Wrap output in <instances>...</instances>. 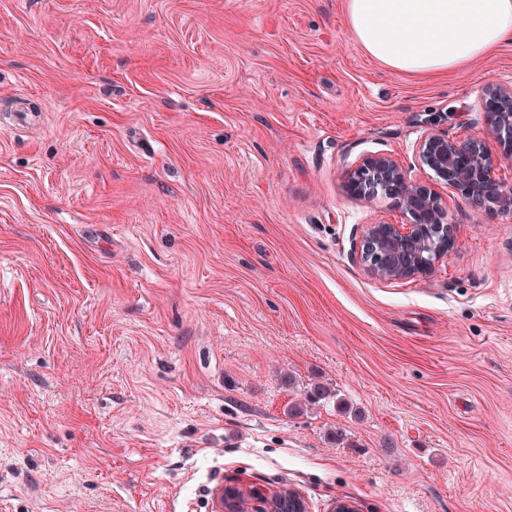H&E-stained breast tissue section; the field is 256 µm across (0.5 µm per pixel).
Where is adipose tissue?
I'll return each instance as SVG.
<instances>
[{
  "instance_id": "obj_1",
  "label": "adipose tissue",
  "mask_w": 512,
  "mask_h": 512,
  "mask_svg": "<svg viewBox=\"0 0 512 512\" xmlns=\"http://www.w3.org/2000/svg\"><path fill=\"white\" fill-rule=\"evenodd\" d=\"M358 49L399 75L457 73L512 43V0H344Z\"/></svg>"
}]
</instances>
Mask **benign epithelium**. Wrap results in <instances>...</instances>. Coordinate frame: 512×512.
<instances>
[{
    "label": "benign epithelium",
    "instance_id": "7a95c632",
    "mask_svg": "<svg viewBox=\"0 0 512 512\" xmlns=\"http://www.w3.org/2000/svg\"><path fill=\"white\" fill-rule=\"evenodd\" d=\"M482 107L500 146L492 156L486 142L478 137L453 138L442 132H428L418 146L422 167L442 183L460 192L475 207L487 211L512 212V186L495 177L500 166L512 169V85H489ZM347 192L359 199L383 195L396 200L410 217L409 224L378 222L364 226L353 258L378 281L429 278L456 243V227L448 220L441 197L408 174L403 164L387 154L363 156L345 176ZM288 495L303 499L296 490L251 488L246 492L224 489V512L236 504L244 512L249 500L260 503V512H271L270 501Z\"/></svg>",
    "mask_w": 512,
    "mask_h": 512
}]
</instances>
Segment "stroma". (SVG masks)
<instances>
[{"mask_svg": "<svg viewBox=\"0 0 512 512\" xmlns=\"http://www.w3.org/2000/svg\"><path fill=\"white\" fill-rule=\"evenodd\" d=\"M510 83L394 74L343 0H0V512H512V214L416 155ZM370 153L446 204L434 279L354 261L410 221L347 193ZM236 490V493H235ZM285 491L288 492V496L298 498L300 500L303 499V496L294 489H282V490H274L272 493L267 491L266 489L261 488H250L247 491V495L236 487H227L224 489V484H217L212 489V512H243L249 506V500H255L260 505L258 507L262 508L258 512H271L272 509L269 508L271 504V500L279 496L281 493L284 494ZM235 496L237 497L235 499ZM250 498V499H249ZM243 501V504H240L239 501ZM233 504L236 506V511H230L231 509L228 505ZM236 504V505H234Z\"/></svg>", "mask_w": 512, "mask_h": 512, "instance_id": "obj_1", "label": "stroma"}]
</instances>
